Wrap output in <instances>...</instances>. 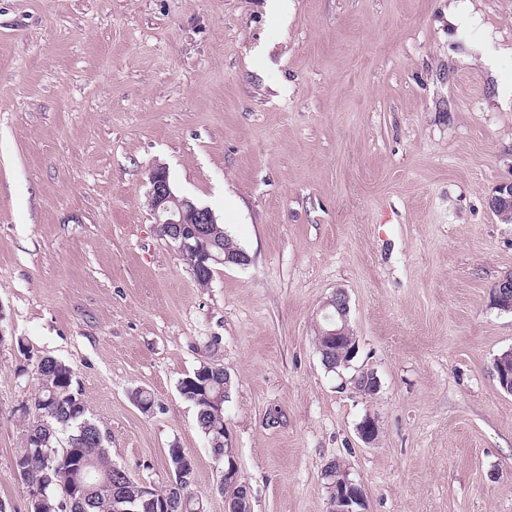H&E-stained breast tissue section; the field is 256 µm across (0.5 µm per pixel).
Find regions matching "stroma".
I'll list each match as a JSON object with an SVG mask.
<instances>
[{
    "mask_svg": "<svg viewBox=\"0 0 512 512\" xmlns=\"http://www.w3.org/2000/svg\"><path fill=\"white\" fill-rule=\"evenodd\" d=\"M158 166L248 265L198 283L149 211ZM510 179L512 0H0V512H28L45 356L132 477L166 488L186 449L205 512L224 464L178 392L204 364L251 512H329L333 460L364 512H512ZM339 291L358 353L331 371Z\"/></svg>",
    "mask_w": 512,
    "mask_h": 512,
    "instance_id": "stroma-1",
    "label": "stroma"
}]
</instances>
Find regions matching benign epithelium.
Masks as SVG:
<instances>
[{
    "instance_id": "obj_1",
    "label": "benign epithelium",
    "mask_w": 512,
    "mask_h": 512,
    "mask_svg": "<svg viewBox=\"0 0 512 512\" xmlns=\"http://www.w3.org/2000/svg\"><path fill=\"white\" fill-rule=\"evenodd\" d=\"M150 189L147 204L158 224L162 236L175 244L181 259L190 269L199 272L211 271L213 265L245 266L248 255L241 249L224 250L213 253L211 247V225L217 219L206 206H200L185 196L177 195L162 167L149 173ZM492 294L504 311L512 310V275L506 274L492 287ZM331 310L324 315L328 328L323 336L332 343L349 350L350 357L358 352V343L348 321L349 306L345 294L338 293L328 301ZM494 370L502 389L511 394L512 349L503 352L495 359ZM340 480L336 482L330 497L329 512H362L364 495L360 486L347 478L344 470L336 468ZM224 512H251L249 489L238 490L224 502Z\"/></svg>"
}]
</instances>
